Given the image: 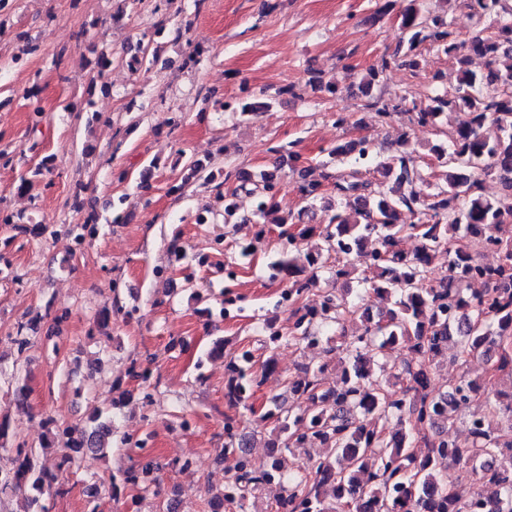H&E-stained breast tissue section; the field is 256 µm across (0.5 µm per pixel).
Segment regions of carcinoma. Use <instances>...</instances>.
<instances>
[{
	"label": "carcinoma",
	"mask_w": 512,
	"mask_h": 512,
	"mask_svg": "<svg viewBox=\"0 0 512 512\" xmlns=\"http://www.w3.org/2000/svg\"><path fill=\"white\" fill-rule=\"evenodd\" d=\"M475 24L488 25L466 41L457 38L443 17L429 11L425 0H409L399 11V40L393 54L368 69L359 83L364 108L381 122L393 118L398 106L377 95L380 77L392 66L419 69L420 50L433 48L459 65L457 84L429 97L418 109V124L433 125L446 110L462 119L448 136V145L436 144L430 154L438 171L425 180L417 169L414 152L374 148L366 140L338 143L327 150L319 178H310L312 163L294 144L276 150L273 167L244 176L235 173L232 192L214 186V202L224 209V223L236 215L237 192L254 198V216L273 210L280 190L281 160L304 179V208L277 220L279 237L288 248L276 253L268 265L270 277L283 284L290 299L288 328L267 323L265 347L281 343H319L332 334L326 362L315 370L303 367L288 377L285 394L269 399L260 421L272 425L265 443L267 456H250L254 434L245 431L237 415H224V446L220 453H236L240 462L224 479V492L208 501L210 512L235 509L250 512V500L277 481L283 494L275 512H462L453 486L443 481L439 469L452 462L462 480H478L497 487L495 500L473 504L482 512H512V454L495 436L503 424L512 428V393L483 397L482 414L467 435L448 443V428L458 419L451 405L480 398L482 377H461L448 389H430V369L448 338H457L462 361L477 354L499 355L496 371H512V6L507 0H454ZM488 59L485 71L467 68L470 57ZM136 63L144 70L158 60L150 44L138 45ZM271 100L234 102L235 111L255 117ZM176 165L184 179L210 185L213 172L202 161L178 154ZM55 167L46 156L20 176V188L31 185ZM495 173L503 192L490 199L479 193L473 173ZM331 211L326 224H308L304 217L317 203ZM415 216L399 223L401 211ZM418 241L413 252L402 248L406 238ZM488 238L499 247L500 261L488 273L493 287L486 294H466L460 274L473 270L471 244ZM375 242L366 253L364 247ZM444 255L447 272L430 277L433 260ZM366 273L337 291L321 288V281H339L356 270ZM384 297L391 307L374 312L363 294ZM357 324L352 335L348 323ZM405 346L411 359L393 368L399 389L374 381L372 353ZM337 364L341 376L334 385L323 377L324 368ZM275 367L273 355L259 361L249 349L227 357L224 399L231 409L250 411L264 375ZM16 366L12 396L16 406L27 408V392ZM91 427L46 419L67 452L57 457L55 468L37 465L39 451L18 444L8 449L10 466H0V492L28 488L30 510L50 512L47 499L67 493L62 477L87 453H105L112 447L145 449L146 440L118 435L112 418L96 414ZM293 448L313 454L294 477L284 470V456ZM162 465L152 458L131 467L123 482L158 496L156 473Z\"/></svg>",
	"instance_id": "obj_1"
}]
</instances>
